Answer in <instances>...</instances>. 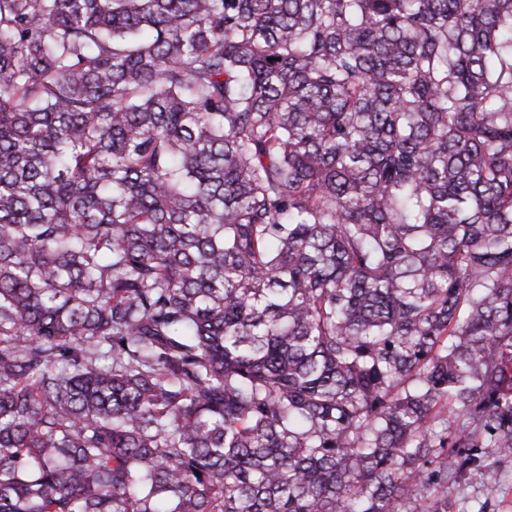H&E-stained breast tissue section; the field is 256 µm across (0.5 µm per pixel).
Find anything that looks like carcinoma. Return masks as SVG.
<instances>
[{"label": "carcinoma", "instance_id": "1", "mask_svg": "<svg viewBox=\"0 0 512 512\" xmlns=\"http://www.w3.org/2000/svg\"><path fill=\"white\" fill-rule=\"evenodd\" d=\"M512 456V0H0V512H449Z\"/></svg>", "mask_w": 512, "mask_h": 512}]
</instances>
